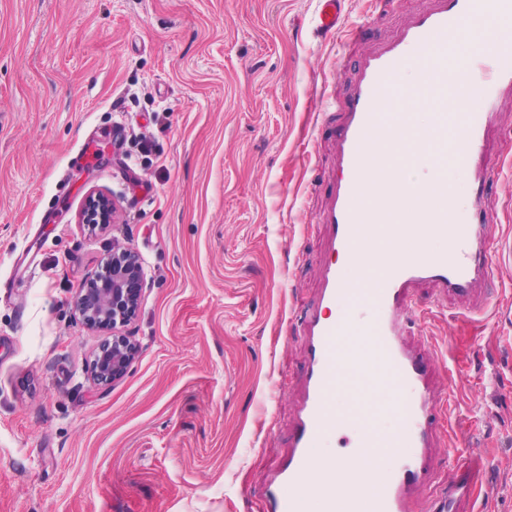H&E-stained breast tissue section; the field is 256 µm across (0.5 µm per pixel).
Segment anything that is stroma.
<instances>
[{
	"label": "stroma",
	"instance_id": "35a3bbf8",
	"mask_svg": "<svg viewBox=\"0 0 512 512\" xmlns=\"http://www.w3.org/2000/svg\"><path fill=\"white\" fill-rule=\"evenodd\" d=\"M431 4L345 0L363 28L341 57L317 0H0V512H266L331 257L340 115L314 102ZM487 143L512 243V96ZM92 190L115 205L103 229L80 218ZM119 245L143 264L137 316L88 329L80 290ZM492 293L475 315L420 284L407 331L432 354L434 483L465 449L458 512H512V261ZM116 336L138 354L96 383Z\"/></svg>",
	"mask_w": 512,
	"mask_h": 512
}]
</instances>
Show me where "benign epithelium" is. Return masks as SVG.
I'll list each match as a JSON object with an SVG mask.
<instances>
[{"instance_id":"1","label":"benign epithelium","mask_w":512,"mask_h":512,"mask_svg":"<svg viewBox=\"0 0 512 512\" xmlns=\"http://www.w3.org/2000/svg\"><path fill=\"white\" fill-rule=\"evenodd\" d=\"M82 218L86 224H109L112 221V201L102 191L90 193L85 201ZM117 252L126 261L113 264L112 279L103 286L84 293L81 311L86 323L99 325L110 315L123 316V322L130 321L137 310L138 295L142 283V263L140 257L127 247ZM137 346L120 336L112 339V350L101 352L95 359V377L100 382H108L120 377L132 362Z\"/></svg>"}]
</instances>
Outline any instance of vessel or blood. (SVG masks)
<instances>
[{
	"label": "vessel or blood",
	"mask_w": 512,
	"mask_h": 512,
	"mask_svg": "<svg viewBox=\"0 0 512 512\" xmlns=\"http://www.w3.org/2000/svg\"><path fill=\"white\" fill-rule=\"evenodd\" d=\"M344 0H319L318 28L331 32L344 21ZM512 14V0H434L431 9L417 14L400 36L365 55L356 81L336 109L343 114L336 141V180L331 205L322 215L334 229L332 250L350 259L368 255L380 241H387L382 269L360 280L346 278L335 262L322 270L321 294L306 321L308 348L306 395L298 413L288 453V463L265 490L267 512H309L317 485L308 474L324 439L339 426L336 393L344 389L348 374L340 356L345 337H367L366 355L352 361L363 376L365 387L357 396L362 422L353 445L357 465L370 470L374 452H381L388 468L375 494L356 488L343 502L326 501L325 512H453L461 494L473 491L466 477L448 486H436L426 503L412 497L430 474V450L436 440L431 419L437 395L432 383L431 357L406 340L408 326L417 318L413 284L433 283L443 295L464 296L487 305L486 292L494 272L493 241L487 232L484 186L493 172L485 149V131L496 118L499 94L512 91V47L473 50L463 74L467 84L481 90L477 109L448 113V32L461 19L488 13ZM421 51L430 66L420 72L412 86H405V61L412 51ZM408 101L430 103L434 123L419 134L420 148L432 139H442L440 156L455 152L457 161L470 174L471 197L465 218L452 207L448 182L436 178L423 190L412 208L404 211L399 231L361 229L360 215L366 205L365 159L371 147L390 143L393 128L379 106L397 91ZM428 227L426 236L416 235L415 225ZM444 237L448 249L430 251L427 239ZM399 394L390 405L385 393Z\"/></svg>",
	"instance_id": "b4317fda"
}]
</instances>
